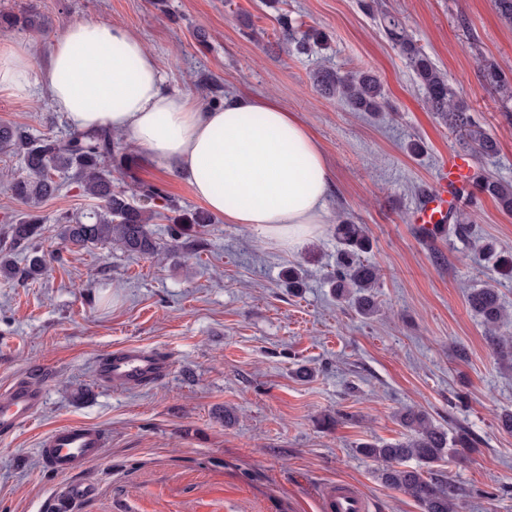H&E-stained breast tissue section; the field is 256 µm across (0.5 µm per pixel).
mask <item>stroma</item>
<instances>
[{
    "label": "stroma",
    "mask_w": 512,
    "mask_h": 512,
    "mask_svg": "<svg viewBox=\"0 0 512 512\" xmlns=\"http://www.w3.org/2000/svg\"><path fill=\"white\" fill-rule=\"evenodd\" d=\"M363 0H0V12L36 10L42 30L1 28L0 46H28L42 61L49 42L78 20L116 22L136 33L158 60L169 88L205 99L222 94L270 99L304 124L325 152L330 222L295 251L253 228L213 218L196 254L132 255L108 245L78 255L63 248L55 220L79 215L92 200L64 183L39 208L37 249L56 258L31 280L27 251L11 249L9 222L26 208L10 178L19 156L0 154V254L18 269L0 278V398L18 379L41 382L32 420L0 437V512H321L326 489L356 485L371 512H422L403 491L384 485L383 464L361 456L370 441L409 437L407 407L434 423L469 429L477 443L433 464L463 487L457 512H512V433L498 418L512 412V359L492 352L485 328L466 303L470 289H498L512 335V274L481 259L475 239H495L512 253V214L486 196L470 207L472 242L447 234L422 238L411 221L449 153L473 172L512 183V106L504 107L477 60H494L512 79V24L494 0H375L447 74L477 125L498 143L490 159L462 150L457 136L425 106L405 59L384 37ZM329 37L309 56L279 51L278 11ZM363 67L379 78L381 114L352 112L317 92L316 65ZM0 123L33 135L69 129L47 99L0 94ZM422 139L426 149L405 147ZM128 169L114 184L139 178L162 187L184 210L202 203L177 173L126 146ZM366 225L369 263L381 273L378 311L364 318L331 293L337 243L333 225ZM302 273L299 292L284 275ZM126 345L157 352L166 377L110 389L93 376L95 358ZM310 377L298 374L299 368ZM106 430L98 460L71 476L39 456L54 429ZM84 483L88 495L71 498Z\"/></svg>",
    "instance_id": "1"
}]
</instances>
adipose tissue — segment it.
<instances>
[{"mask_svg":"<svg viewBox=\"0 0 512 512\" xmlns=\"http://www.w3.org/2000/svg\"><path fill=\"white\" fill-rule=\"evenodd\" d=\"M0 93L43 94L71 129L123 134L183 176L212 214L284 248L328 220V160L302 123L251 97L211 109L168 89L156 57L122 25L73 22L40 64L25 48L1 49Z\"/></svg>","mask_w":512,"mask_h":512,"instance_id":"adipose-tissue-1","label":"adipose tissue"}]
</instances>
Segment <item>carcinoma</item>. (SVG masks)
<instances>
[{
  "label": "carcinoma",
  "mask_w": 512,
  "mask_h": 512,
  "mask_svg": "<svg viewBox=\"0 0 512 512\" xmlns=\"http://www.w3.org/2000/svg\"><path fill=\"white\" fill-rule=\"evenodd\" d=\"M380 26L388 41L398 49L425 91V104L429 111L441 119L448 129L465 145L481 157H491L498 151L496 140L478 127L470 114V107L459 97L431 56L406 32L400 20L386 11L377 12ZM0 24H23L30 29L38 27L36 13L32 10L17 17L0 13ZM279 42L285 53L307 55L314 48L327 45L325 33L293 25L288 14L277 19ZM482 70L489 83L501 90L505 100H512V85L498 64L485 59ZM315 90L327 97L346 103L355 112H378L385 103L383 88L378 78L368 71L340 72L317 67L310 74ZM0 153L14 154L23 160L27 175L11 182L12 194L28 207V213L11 224L9 234L14 244L27 247L42 236L43 220L36 214L42 202L60 189V180L76 182L84 194L100 205L79 216L63 214L58 217V236L72 253L98 243L108 242L126 252L153 255L159 246L150 228L156 218L171 223L170 236L173 246L195 252L202 244L203 228L212 218L203 211L187 213L156 185L138 183L131 190L114 187L112 171L122 170L126 157L118 150L112 132H75L67 138H57L49 133L34 136L22 127L0 124ZM474 197L479 193L494 200L499 208L512 214V185L492 176H477L471 188L459 193ZM452 223L448 228H422L425 236L447 230L461 239L471 235L472 220L466 213L450 212ZM334 234L338 249L336 269L330 280L336 297L354 306L358 314L368 316L378 310L374 289L380 280L379 269L363 259L371 248L367 228L348 219H341ZM46 256L36 251L28 259L26 276L36 279L46 269ZM471 311L480 316L492 350L502 356L512 355V337L501 332V308L497 290L486 284L472 288L466 296ZM401 422L413 435L399 443L379 445L362 443L359 452L367 458L386 463L382 471L385 484L404 491L414 498L422 512H456L463 496L460 486L440 479L432 473L416 468H403L402 462L415 459L430 465L442 458L452 448H471L474 439L463 427L444 429L434 424L430 416L408 408L400 414Z\"/></svg>",
  "instance_id": "obj_1"
}]
</instances>
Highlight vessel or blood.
I'll use <instances>...</instances> for the list:
<instances>
[{
    "mask_svg": "<svg viewBox=\"0 0 512 512\" xmlns=\"http://www.w3.org/2000/svg\"><path fill=\"white\" fill-rule=\"evenodd\" d=\"M466 167L464 158L449 154L433 188L413 214L418 224L434 225L446 217L456 199V190ZM167 366L156 354L134 348L112 350L94 362L96 381L107 388L142 385L165 376ZM44 392L35 382H15L6 398H0V435L6 436L30 419L43 403ZM107 437L103 430L83 425L62 427L45 439L40 454L46 467L68 475L99 457ZM369 503L356 488L341 484L323 505L324 512H367Z\"/></svg>",
    "mask_w": 512,
    "mask_h": 512,
    "instance_id": "obj_1",
    "label": "vessel or blood"
}]
</instances>
